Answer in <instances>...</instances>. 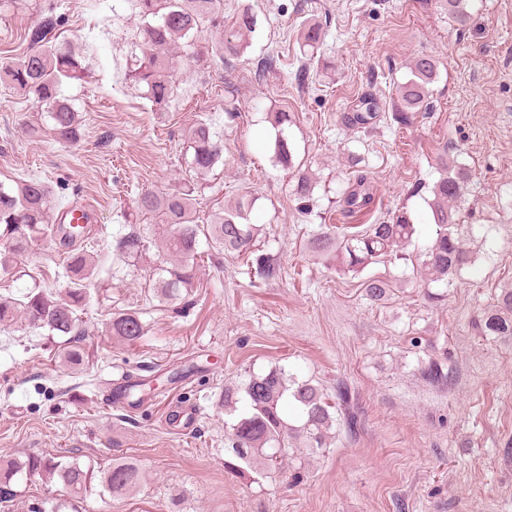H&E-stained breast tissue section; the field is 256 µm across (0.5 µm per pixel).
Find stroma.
I'll return each mask as SVG.
<instances>
[{
    "mask_svg": "<svg viewBox=\"0 0 512 512\" xmlns=\"http://www.w3.org/2000/svg\"><path fill=\"white\" fill-rule=\"evenodd\" d=\"M225 20L251 10L257 25L237 55L193 61L184 48L170 107L157 111L127 76L140 52L136 0H27L0 15V57L31 48V33L53 19L52 35L83 56L89 77L65 94L85 119L72 146L54 142L45 108L0 83V182L37 176L51 186L52 210L92 207V244L100 275L81 316L88 367L63 363L64 337L0 325V457L65 453L106 468L128 456L146 480L132 497L93 487L79 512H512V336L476 335L474 317L512 287V0H470L457 24L441 0H222ZM315 21L323 38L305 52L300 27ZM274 69L258 74L265 56ZM418 56L433 57L437 76L412 124L395 120V86ZM309 80L298 84V69ZM373 93L382 102L374 129L352 132L343 115ZM289 112L295 161L314 180L308 214L291 194L292 171L272 157L267 112ZM234 120H227V113ZM212 116L224 140L222 163L204 179L196 210L205 217L241 189L256 199L261 225L256 255L276 276L257 280L245 257L201 256L185 298L161 302L152 277L161 258L117 264L112 239L135 212L141 190L170 191L185 174L186 132ZM472 171L458 232L472 262L424 296L411 262L370 267L390 283L387 299H365L362 275L342 274L308 248L321 225L364 229L406 209L417 226L416 250L434 236L426 200L442 160ZM373 192L370 208L345 213L339 193L357 177ZM27 274L0 277V295L33 282L64 289L65 255L46 238L24 256ZM139 312L143 336L128 345L108 334L113 312ZM421 347H414V340ZM432 358L452 368L448 387L416 371ZM191 378L168 382L190 363ZM283 366L314 379L326 395L348 384L360 419L343 422L327 448L303 451L294 469L268 477L224 468L226 385L246 371ZM165 379L162 396L140 409L113 403L123 372ZM189 398L190 425L165 424L169 404ZM0 512H28L62 499L61 485L37 476L12 483Z\"/></svg>",
    "mask_w": 512,
    "mask_h": 512,
    "instance_id": "stroma-1",
    "label": "stroma"
}]
</instances>
